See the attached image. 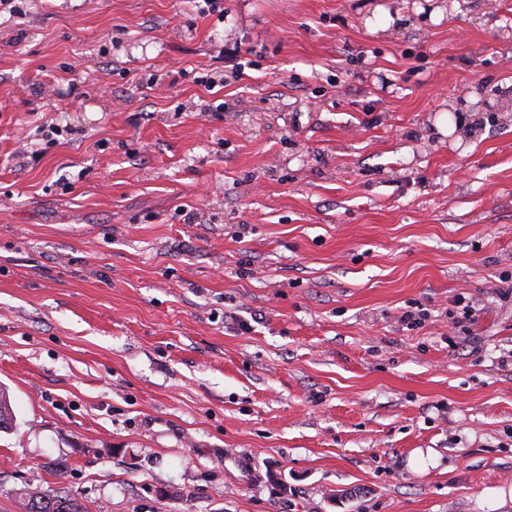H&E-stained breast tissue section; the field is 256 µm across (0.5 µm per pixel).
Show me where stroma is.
Listing matches in <instances>:
<instances>
[{
    "label": "stroma",
    "instance_id": "obj_1",
    "mask_svg": "<svg viewBox=\"0 0 512 512\" xmlns=\"http://www.w3.org/2000/svg\"><path fill=\"white\" fill-rule=\"evenodd\" d=\"M1 387L0 512H512V0L0 6ZM21 506L24 512H84L77 499L40 485L22 492Z\"/></svg>",
    "mask_w": 512,
    "mask_h": 512
}]
</instances>
